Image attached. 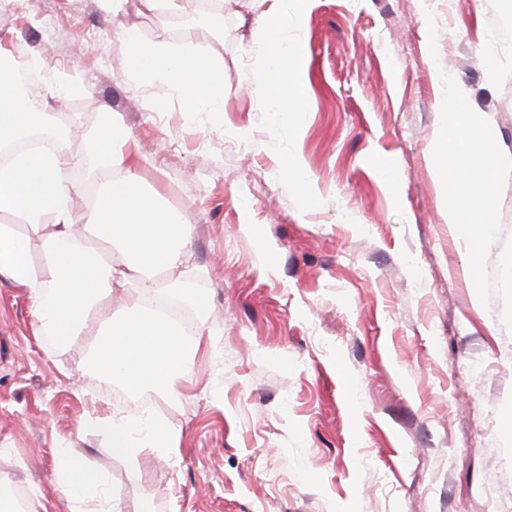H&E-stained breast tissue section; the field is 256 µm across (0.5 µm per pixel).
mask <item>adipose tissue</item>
Here are the masks:
<instances>
[{
  "label": "adipose tissue",
  "instance_id": "1",
  "mask_svg": "<svg viewBox=\"0 0 512 512\" xmlns=\"http://www.w3.org/2000/svg\"><path fill=\"white\" fill-rule=\"evenodd\" d=\"M306 0H274L256 33L268 54L258 72L269 91L274 115L303 117L312 103L304 44L283 42L277 24L289 17L302 30ZM134 79L177 91L194 112L224 109V68L214 55L165 43L144 42L126 32L120 44ZM68 128L56 112L37 111L17 89L11 53L0 44V277L23 288L36 317V338L69 347L90 337L74 369L90 371L123 387L180 394L194 376L200 345L210 335V308L185 270L192 225L146 191L129 163L132 134L114 112H102L84 159L89 174L110 173L93 202L76 208L77 191L63 171L75 157L61 148ZM93 228L98 244L82 227ZM164 293L194 311L192 320L151 304ZM114 456L137 458L151 451L164 458L177 436L151 411L115 413L94 419ZM55 490L69 512H114L105 476L70 449L56 451Z\"/></svg>",
  "mask_w": 512,
  "mask_h": 512
}]
</instances>
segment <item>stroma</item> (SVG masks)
Listing matches in <instances>:
<instances>
[{
	"label": "stroma",
	"mask_w": 512,
	"mask_h": 512,
	"mask_svg": "<svg viewBox=\"0 0 512 512\" xmlns=\"http://www.w3.org/2000/svg\"><path fill=\"white\" fill-rule=\"evenodd\" d=\"M269 6L221 0L219 31L197 22L199 0L179 14L141 0L109 16L97 0L0 11L36 94L77 118L67 153L86 155L100 112L130 128L143 182L194 229L186 267L214 345L178 398L131 393L73 374L87 337L37 341L24 289L0 278V482L68 512L53 491L68 446L108 476L121 512H512V331L501 294L481 303L463 274L432 158L440 70L512 157V0H310L298 35L313 108L297 124L269 112L254 79ZM130 29L214 52L223 111L128 78ZM61 81L78 92L52 94ZM291 157L311 172L314 207L282 172ZM511 240L512 177L489 276ZM145 405L178 433L176 453L113 456L90 419Z\"/></svg>",
	"instance_id": "obj_1"
}]
</instances>
